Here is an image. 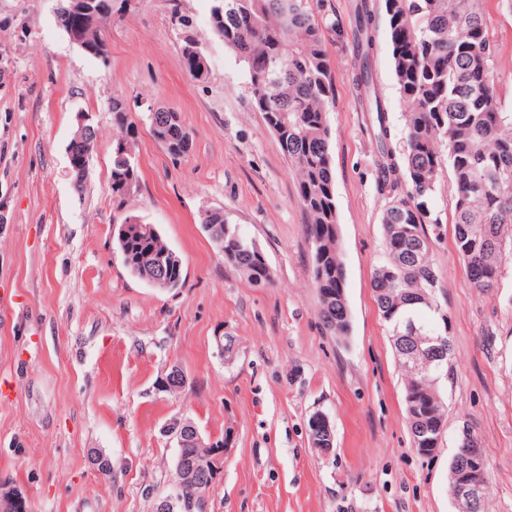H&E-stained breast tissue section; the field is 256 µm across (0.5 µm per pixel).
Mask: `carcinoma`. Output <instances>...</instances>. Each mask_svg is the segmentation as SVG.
<instances>
[{
  "label": "carcinoma",
  "mask_w": 512,
  "mask_h": 512,
  "mask_svg": "<svg viewBox=\"0 0 512 512\" xmlns=\"http://www.w3.org/2000/svg\"><path fill=\"white\" fill-rule=\"evenodd\" d=\"M211 19L224 45L243 59L251 73L252 103L276 134L297 183L311 245V279L319 316L334 335L345 337L350 317L345 294L334 198L329 129L325 113L333 99L332 64L326 34L341 35L336 23L316 14L311 0H212ZM487 0H356L352 38L357 48L354 85L368 112L375 113L377 181L390 202L382 217L386 261L373 273L372 288L403 371L407 419L416 451L433 448L442 434L445 405L441 380L451 378L452 348L425 365L413 358L415 336L448 337V313L438 305L439 278L430 260L423 224L442 166L451 168L455 187L458 250L474 287H497L512 261V108L502 104L494 80L495 54L484 22ZM93 12L67 11L60 0L57 18L69 39L94 58H108L101 26L112 17V0H92ZM384 14L392 45L394 75L405 118L407 150L392 147L384 101L376 93L372 57L378 14ZM185 70L200 80L209 73L207 53L191 39L181 47ZM112 123L125 135L112 150L108 183L112 202L123 206L138 186L132 151L135 125L120 100L109 105ZM153 137L174 159L192 148V134L168 109L150 117ZM115 226L116 250L131 271L144 255L167 246L158 229L135 231L137 218ZM224 244V259L257 285L272 281L261 250L239 235L212 209L201 218ZM476 437L470 426L459 433L448 464V482L467 463L465 449Z\"/></svg>",
  "instance_id": "1"
}]
</instances>
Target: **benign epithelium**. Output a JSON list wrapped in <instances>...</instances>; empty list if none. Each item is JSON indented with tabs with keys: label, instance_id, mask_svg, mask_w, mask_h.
Returning <instances> with one entry per match:
<instances>
[{
	"label": "benign epithelium",
	"instance_id": "7a95c632",
	"mask_svg": "<svg viewBox=\"0 0 512 512\" xmlns=\"http://www.w3.org/2000/svg\"><path fill=\"white\" fill-rule=\"evenodd\" d=\"M76 125L74 144L70 146L68 158H73V153L79 149L83 151L80 174L85 179L89 172L90 152L95 145L96 127L92 115L88 112L77 113ZM174 260L173 256L167 259L146 257L142 269L144 278L156 288L169 289L172 281L169 279L168 265ZM185 380L182 368L174 364L170 367L169 379L162 380L161 385L169 392L182 388ZM165 433L179 445L188 441L196 448L195 459L189 461L182 457L178 458L177 482L174 484L173 491L156 507V512H181L183 504L179 491L188 485L200 487L212 485V473L216 472L217 463L223 454L224 443L205 439L195 423L187 417H176L171 420L165 427ZM467 459L468 464L452 484L451 500L455 512H476L482 493L481 473L486 466L485 456L481 449L474 447L468 449ZM26 501H28L27 495L15 487L0 490V512H18L19 507Z\"/></svg>",
	"mask_w": 512,
	"mask_h": 512
}]
</instances>
